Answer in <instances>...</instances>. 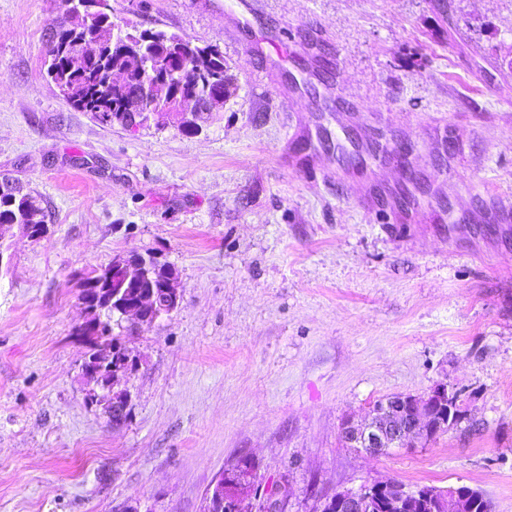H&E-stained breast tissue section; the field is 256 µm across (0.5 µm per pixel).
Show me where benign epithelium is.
<instances>
[{"mask_svg": "<svg viewBox=\"0 0 512 512\" xmlns=\"http://www.w3.org/2000/svg\"><path fill=\"white\" fill-rule=\"evenodd\" d=\"M78 13L87 20H93L112 12L108 0H78ZM164 75L152 74L141 78V86L126 103L127 128L136 130L147 123V116L154 112H177V118L191 114L200 116L215 111L213 103L196 95L178 99L171 109L161 106L165 83ZM157 271L152 258L142 255L129 257L127 278L137 285L150 279ZM112 298L121 316L132 315L140 325L153 323L157 318L173 311L179 300L175 276L159 285L156 292H139L135 299H129L128 292L115 291ZM81 300L84 308L92 314L110 301L102 298L94 289V282H81ZM77 335L81 336L87 348L97 347L107 335V328L101 319L87 320L80 324ZM136 360L128 351L116 344L102 354L87 357L83 364L85 377L96 381L95 387L87 394L90 404L109 407L112 424H122L128 415L129 392L115 390L119 378L133 371ZM460 414L457 394L446 385L434 387L427 396L420 398L410 394L390 396L375 402L369 410V418L361 425L343 422L341 435L352 448H361L369 454H383L395 449L412 448L424 443L441 432L453 427L454 418ZM253 476L249 464L237 458L222 471L210 486L204 512H242L241 497L247 491ZM409 492L393 481H374L361 484L355 489L337 491L324 498L321 512H403L405 498ZM284 489L277 485L267 488L262 495V512H282ZM428 512H467L470 508V492L463 486L446 490L428 488L415 494Z\"/></svg>", "mask_w": 512, "mask_h": 512, "instance_id": "obj_1", "label": "benign epithelium"}]
</instances>
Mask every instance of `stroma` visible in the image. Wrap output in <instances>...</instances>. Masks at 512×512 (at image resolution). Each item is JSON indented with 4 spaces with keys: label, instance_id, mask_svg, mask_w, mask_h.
Masks as SVG:
<instances>
[{
    "label": "stroma",
    "instance_id": "1",
    "mask_svg": "<svg viewBox=\"0 0 512 512\" xmlns=\"http://www.w3.org/2000/svg\"><path fill=\"white\" fill-rule=\"evenodd\" d=\"M260 2L293 33L287 67L243 46L225 0H112L115 23L217 47L238 86L195 132L132 133L48 80L61 0H0V173L50 228L0 235V512H203L240 455L286 489L284 512L375 480L465 485L512 512V223L366 212L368 184L402 183L337 174L318 104L338 64L353 140L391 120L452 210L512 202V0ZM309 125L326 142L315 175L289 159ZM136 252L175 270L180 302L114 327L137 360L115 426L86 402L80 279ZM439 384L462 411L449 432L386 455L343 442L376 401Z\"/></svg>",
    "mask_w": 512,
    "mask_h": 512
}]
</instances>
